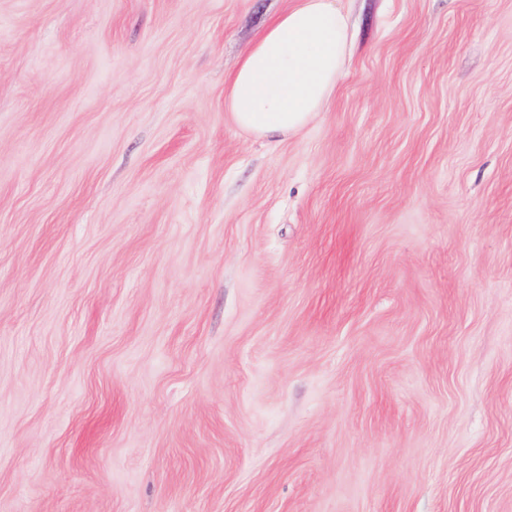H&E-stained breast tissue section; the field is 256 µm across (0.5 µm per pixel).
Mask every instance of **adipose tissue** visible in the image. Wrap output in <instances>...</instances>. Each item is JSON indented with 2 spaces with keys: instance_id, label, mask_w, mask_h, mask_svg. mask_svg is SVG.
I'll use <instances>...</instances> for the list:
<instances>
[{
  "instance_id": "ef3b65f1",
  "label": "adipose tissue",
  "mask_w": 512,
  "mask_h": 512,
  "mask_svg": "<svg viewBox=\"0 0 512 512\" xmlns=\"http://www.w3.org/2000/svg\"><path fill=\"white\" fill-rule=\"evenodd\" d=\"M347 31L332 0H296L273 18L226 81V106L236 125L269 140L309 125L336 88Z\"/></svg>"
}]
</instances>
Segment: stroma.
Instances as JSON below:
<instances>
[{"label":"stroma","instance_id":"35a3bbf8","mask_svg":"<svg viewBox=\"0 0 512 512\" xmlns=\"http://www.w3.org/2000/svg\"><path fill=\"white\" fill-rule=\"evenodd\" d=\"M0 0V512H512V0ZM296 1L262 29L226 81L228 112L259 138H286L309 125L343 68L345 15L333 0Z\"/></svg>","mask_w":512,"mask_h":512}]
</instances>
